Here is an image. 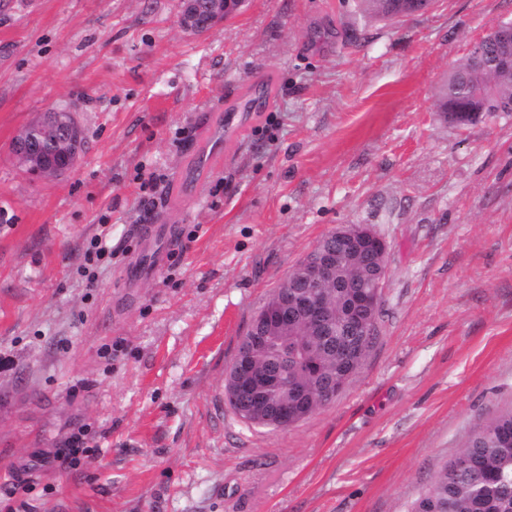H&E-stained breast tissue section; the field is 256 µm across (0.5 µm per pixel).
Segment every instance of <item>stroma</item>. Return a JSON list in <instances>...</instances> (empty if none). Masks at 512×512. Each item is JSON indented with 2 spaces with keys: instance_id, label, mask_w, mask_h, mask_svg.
Returning <instances> with one entry per match:
<instances>
[{
  "instance_id": "stroma-1",
  "label": "stroma",
  "mask_w": 512,
  "mask_h": 512,
  "mask_svg": "<svg viewBox=\"0 0 512 512\" xmlns=\"http://www.w3.org/2000/svg\"><path fill=\"white\" fill-rule=\"evenodd\" d=\"M180 0H0V512H409L512 408V112L458 128L453 64L512 0L398 22L356 0H245L204 34ZM267 79L219 160L212 127ZM74 109L77 166L37 181L9 144ZM162 269L121 286L138 229ZM343 224L388 242L377 335L347 388L285 430L224 375L251 317ZM112 256L85 285L90 240ZM84 450L59 468L74 429Z\"/></svg>"
}]
</instances>
